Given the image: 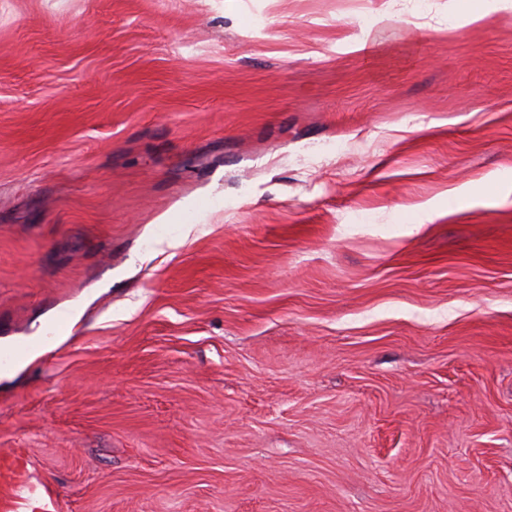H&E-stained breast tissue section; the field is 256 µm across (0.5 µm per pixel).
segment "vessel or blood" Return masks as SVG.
I'll use <instances>...</instances> for the list:
<instances>
[{
    "label": "vessel or blood",
    "instance_id": "1",
    "mask_svg": "<svg viewBox=\"0 0 512 512\" xmlns=\"http://www.w3.org/2000/svg\"><path fill=\"white\" fill-rule=\"evenodd\" d=\"M56 507L50 494L38 491L18 453H0V512H56Z\"/></svg>",
    "mask_w": 512,
    "mask_h": 512
}]
</instances>
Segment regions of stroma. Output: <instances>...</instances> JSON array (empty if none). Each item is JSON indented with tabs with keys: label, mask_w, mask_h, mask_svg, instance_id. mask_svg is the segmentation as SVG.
<instances>
[{
	"label": "stroma",
	"mask_w": 512,
	"mask_h": 512,
	"mask_svg": "<svg viewBox=\"0 0 512 512\" xmlns=\"http://www.w3.org/2000/svg\"><path fill=\"white\" fill-rule=\"evenodd\" d=\"M462 3L0 0V347L81 314L0 451L58 512H512V9Z\"/></svg>",
	"instance_id": "stroma-1"
}]
</instances>
